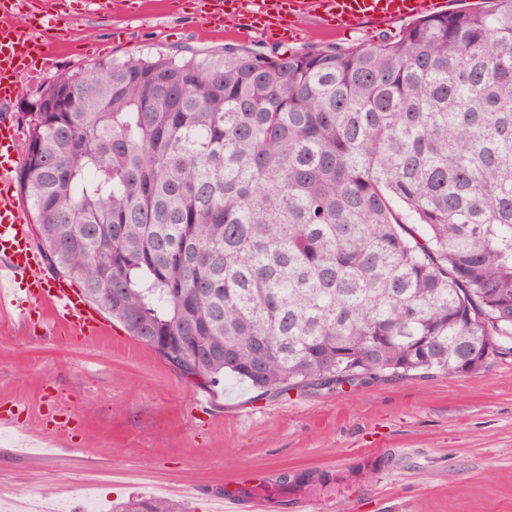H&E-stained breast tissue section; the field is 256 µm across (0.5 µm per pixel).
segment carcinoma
<instances>
[{"label":"carcinoma","mask_w":512,"mask_h":512,"mask_svg":"<svg viewBox=\"0 0 512 512\" xmlns=\"http://www.w3.org/2000/svg\"><path fill=\"white\" fill-rule=\"evenodd\" d=\"M29 107L47 267L184 377L283 396L512 351V0L366 47L99 62Z\"/></svg>","instance_id":"carcinoma-1"}]
</instances>
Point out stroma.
Returning <instances> with one entry per match:
<instances>
[{"label":"stroma","mask_w":512,"mask_h":512,"mask_svg":"<svg viewBox=\"0 0 512 512\" xmlns=\"http://www.w3.org/2000/svg\"><path fill=\"white\" fill-rule=\"evenodd\" d=\"M46 41L65 46L34 56L8 107L18 129L36 89L57 75L129 56L204 55L234 45L264 53L352 48L398 40L405 22L340 36L307 21L300 39L243 33L225 21L207 32L195 8L145 0L141 10L96 12L92 0H57ZM81 342L46 326L0 316V491L35 495L60 512H91L131 496L160 497L163 485L205 496L259 481L289 480L272 512H512V353L481 370L381 380L341 392L264 396L234 381L187 380L119 321ZM56 412L75 432L37 454Z\"/></svg>","instance_id":"1"}]
</instances>
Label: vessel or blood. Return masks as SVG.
I'll use <instances>...</instances> for the list:
<instances>
[{"mask_svg":"<svg viewBox=\"0 0 512 512\" xmlns=\"http://www.w3.org/2000/svg\"><path fill=\"white\" fill-rule=\"evenodd\" d=\"M444 0H197L205 20L232 16L249 32H267L289 19H312L339 30L438 13ZM50 0H0V106L21 89L25 61L39 49L37 27L51 23ZM22 14L37 15L40 26L19 22ZM20 133L0 118V313L28 323L39 311L56 328L93 339L105 334L98 313L80 290L46 275L41 252L33 243V229L16 191L13 173L20 161ZM266 492L225 490L213 501L215 512H268Z\"/></svg>","mask_w":512,"mask_h":512,"instance_id":"vessel-or-blood-1","label":"vessel or blood"}]
</instances>
